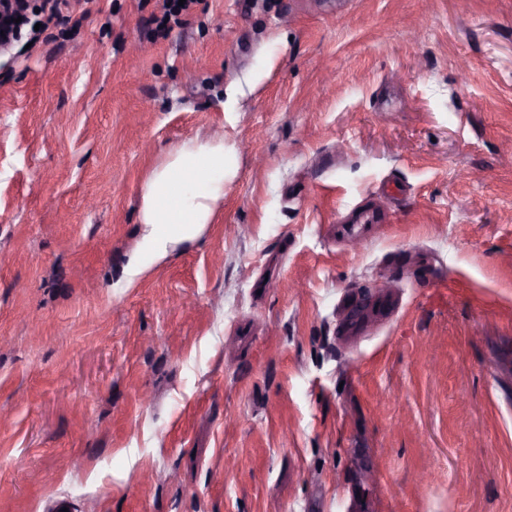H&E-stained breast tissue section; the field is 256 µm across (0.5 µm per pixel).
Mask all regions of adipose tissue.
Segmentation results:
<instances>
[{"label":"adipose tissue","mask_w":512,"mask_h":512,"mask_svg":"<svg viewBox=\"0 0 512 512\" xmlns=\"http://www.w3.org/2000/svg\"><path fill=\"white\" fill-rule=\"evenodd\" d=\"M233 173L223 140L213 138H195L171 149L147 173L141 191V250L150 261L131 259L130 281L144 277L150 263L165 260L213 222L224 201V184Z\"/></svg>","instance_id":"obj_1"}]
</instances>
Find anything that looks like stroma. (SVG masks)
Masks as SVG:
<instances>
[{"label": "stroma", "mask_w": 512, "mask_h": 512, "mask_svg": "<svg viewBox=\"0 0 512 512\" xmlns=\"http://www.w3.org/2000/svg\"><path fill=\"white\" fill-rule=\"evenodd\" d=\"M162 15L0 50V512H512V0ZM205 136L223 205L128 284Z\"/></svg>", "instance_id": "obj_1"}]
</instances>
